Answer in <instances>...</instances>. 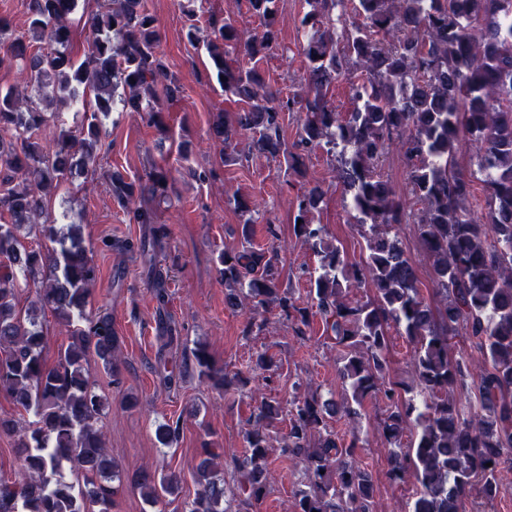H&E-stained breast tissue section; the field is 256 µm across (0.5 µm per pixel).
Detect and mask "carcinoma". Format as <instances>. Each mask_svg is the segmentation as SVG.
Segmentation results:
<instances>
[{
  "instance_id": "1",
  "label": "carcinoma",
  "mask_w": 512,
  "mask_h": 512,
  "mask_svg": "<svg viewBox=\"0 0 512 512\" xmlns=\"http://www.w3.org/2000/svg\"><path fill=\"white\" fill-rule=\"evenodd\" d=\"M302 18L306 87L285 101L265 89L260 70L245 69L233 54L256 62L278 45L276 0H247L263 20L259 34L245 37L234 23L215 14L200 37L194 11L186 12L187 38L202 42L224 93L244 104L230 122L216 115L215 137L232 145L239 132L250 136L249 150L288 153L298 171L305 153L322 146L340 158V180L351 198L353 218L362 227L365 256L350 262L344 251L313 223L323 191L314 185L298 195L294 237L320 256L305 268L308 301L281 288L278 252L253 247L254 221L238 225L241 249L220 256L224 298L248 311L241 336L261 335L265 313L276 310L298 340L309 339L311 317L322 319V334L340 352L336 399L295 385L288 407L264 397L248 420L244 452L233 458L236 486L224 488L221 454L207 451L196 467L197 490L184 512H234L262 500L275 481L271 455L301 467L294 512H374L376 478L358 462L359 438L345 440L327 418L356 422L366 400L381 397L382 423L389 445L391 480L413 478L411 512H466L476 496L486 502L499 494L498 475L512 465V0H305ZM77 0H30L31 40L10 41L8 60L22 67L38 97L0 93V209L11 222L0 224V392L15 412L0 414V433L14 438L23 470L19 482L0 481V512H111L118 478L99 425L103 397L87 364L94 355L104 372L117 374L118 338L108 312L87 310L98 276L93 249L83 245L80 227L42 224L52 246L28 248L19 232L45 214L54 184L73 173L89 172L103 145L102 118L112 112L147 114L156 120L163 106L183 97L157 51L156 20L145 0H106L89 18L92 39L83 57L69 51V15ZM363 22L336 35L348 7ZM46 42L47 49L31 41ZM362 65L356 105L339 113L327 91ZM88 99V112L75 130L62 129L53 147L34 132L56 116L55 104ZM304 114L298 140L287 147L281 112ZM482 145L478 168L485 175L486 222L471 216L472 180L456 165L464 141ZM401 143L410 192L421 205L418 235L430 261L442 303L431 306L417 270L391 229L409 213L380 171L385 148ZM112 196L135 206L140 224L154 223V209L168 198L170 171L152 167L132 181L109 171ZM37 285L26 313L17 309L20 292ZM367 286L373 297L351 301L347 290ZM50 310L70 328L57 358L45 357L46 336L39 313ZM414 344L410 380L387 377L390 329ZM464 337L484 359L474 400L455 390L472 377L462 356L451 355L452 340ZM199 376L219 390L240 392L256 372L272 383L275 355L255 353L246 369L232 374L215 364L204 346L193 351ZM288 431L274 438L282 415ZM180 420L155 430L157 441H177ZM410 436L403 443L404 436ZM152 512H162L179 488L180 477L165 470H141L126 477Z\"/></svg>"
}]
</instances>
